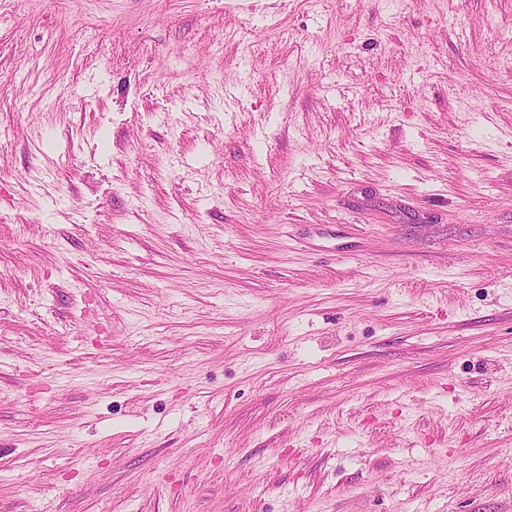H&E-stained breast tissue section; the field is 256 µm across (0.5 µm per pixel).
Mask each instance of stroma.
<instances>
[{"label":"stroma","instance_id":"1","mask_svg":"<svg viewBox=\"0 0 512 512\" xmlns=\"http://www.w3.org/2000/svg\"><path fill=\"white\" fill-rule=\"evenodd\" d=\"M0 512H512V0H0Z\"/></svg>","mask_w":512,"mask_h":512}]
</instances>
